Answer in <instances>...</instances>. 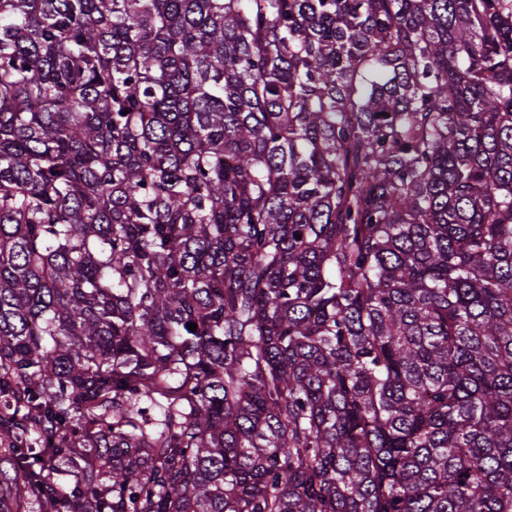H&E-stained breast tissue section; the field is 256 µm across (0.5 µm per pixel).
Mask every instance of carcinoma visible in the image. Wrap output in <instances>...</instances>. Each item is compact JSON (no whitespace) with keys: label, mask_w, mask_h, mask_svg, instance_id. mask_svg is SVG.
I'll use <instances>...</instances> for the list:
<instances>
[{"label":"carcinoma","mask_w":512,"mask_h":512,"mask_svg":"<svg viewBox=\"0 0 512 512\" xmlns=\"http://www.w3.org/2000/svg\"><path fill=\"white\" fill-rule=\"evenodd\" d=\"M0 444L37 512H512V0H0Z\"/></svg>","instance_id":"obj_1"}]
</instances>
